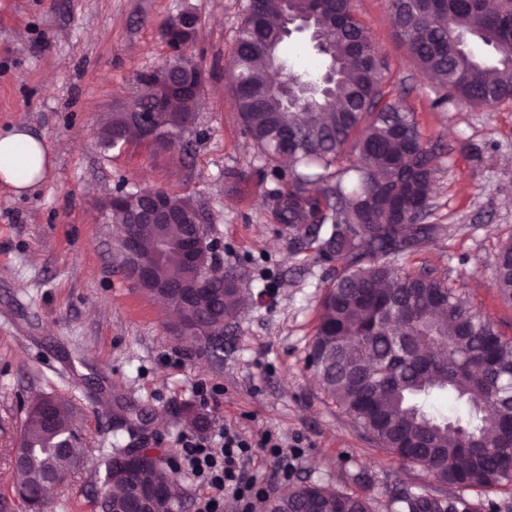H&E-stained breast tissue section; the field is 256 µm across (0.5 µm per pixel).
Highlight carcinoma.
Masks as SVG:
<instances>
[{"label": "carcinoma", "mask_w": 512, "mask_h": 512, "mask_svg": "<svg viewBox=\"0 0 512 512\" xmlns=\"http://www.w3.org/2000/svg\"><path fill=\"white\" fill-rule=\"evenodd\" d=\"M422 9L397 33L419 69L431 73L447 95L476 106L512 97V57L501 41L512 39V0H423ZM312 20V49L322 58L314 71H298L281 56L288 40L284 14ZM175 19L162 28L171 50L159 71L174 85L200 87L202 71L187 56L196 29L178 34ZM470 35L495 58L448 43V30ZM387 66L351 0H245L238 28L231 85L245 130L277 183L268 206L281 224L305 234L336 275L324 297L307 366L336 404L400 465H416L434 481L474 491L512 487V339L442 279L416 273L399 261L418 253L442 230L430 224L434 149L413 112L385 91ZM136 99L144 112L171 102V112L195 111L201 92L171 94L154 71L139 74ZM101 139L130 128L117 120ZM355 158L331 170L346 149ZM330 225L321 234L323 225ZM179 224L141 231L142 253L151 256L165 235L173 244L155 265L163 283L194 276L174 244ZM496 288L512 303V240L495 256ZM220 318L180 309L184 318L206 317L209 333L224 330L242 304L238 276L224 271ZM14 466L15 489L32 505L47 484L67 483L86 448L72 408L58 396L27 413ZM112 480L99 497V512H117L139 484L163 489L152 512H173L179 495L167 471L143 456L130 469L111 460ZM406 512H477L464 496L440 498L398 489ZM279 507L318 512H371L369 498L332 486L298 484L275 499Z\"/></svg>", "instance_id": "cac0c4a2"}]
</instances>
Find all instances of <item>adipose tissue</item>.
<instances>
[{
  "label": "adipose tissue",
  "mask_w": 512,
  "mask_h": 512,
  "mask_svg": "<svg viewBox=\"0 0 512 512\" xmlns=\"http://www.w3.org/2000/svg\"><path fill=\"white\" fill-rule=\"evenodd\" d=\"M51 166L45 141L24 124L0 133V182L23 192L36 185Z\"/></svg>",
  "instance_id": "1"
}]
</instances>
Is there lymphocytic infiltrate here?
Instances as JSON below:
<instances>
[{"label":"lymphocytic infiltrate","mask_w":512,"mask_h":512,"mask_svg":"<svg viewBox=\"0 0 512 512\" xmlns=\"http://www.w3.org/2000/svg\"><path fill=\"white\" fill-rule=\"evenodd\" d=\"M178 458L187 476L201 486L197 512H255L266 492L253 473L257 450L267 451L288 472V448L275 438L252 442L230 426L212 433H182Z\"/></svg>","instance_id":"lymphocytic-infiltrate-1"}]
</instances>
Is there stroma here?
Listing matches in <instances>:
<instances>
[{
    "mask_svg": "<svg viewBox=\"0 0 512 512\" xmlns=\"http://www.w3.org/2000/svg\"><path fill=\"white\" fill-rule=\"evenodd\" d=\"M245 0H0V130L26 121L51 167L23 195L0 185V501L26 512L13 487V450L28 410L60 396L87 448L50 512H92L114 449H157L175 474L184 512L201 488L180 469L178 437L227 424L286 438L289 473L258 452L268 495L302 483L367 495L373 512H399L394 492L448 496L452 487L397 462L324 393L306 367L332 265L297 249L272 216L264 160L238 115L228 79ZM404 88L424 140L436 145L429 219L443 235L407 259L463 292L505 337L512 305L495 287L493 256L512 236V98L491 106L444 101L395 35L389 0H352ZM200 18L190 52L205 88L194 126L161 149L130 140L105 147L100 129L139 91L138 75L170 49L162 26L183 10ZM241 173L238 182L226 171ZM192 197L235 270L246 302L224 343L181 336L159 298L128 279L103 206L118 187ZM206 383L207 401L196 387Z\"/></svg>",
    "mask_w": 512,
    "mask_h": 512,
    "instance_id": "obj_1",
    "label": "stroma"
}]
</instances>
